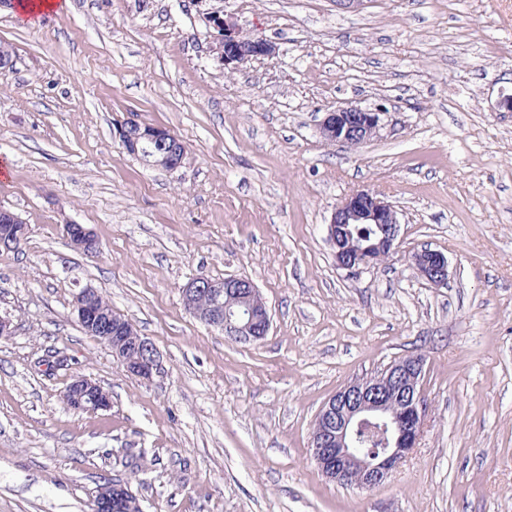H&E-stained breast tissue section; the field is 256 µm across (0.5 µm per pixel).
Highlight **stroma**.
<instances>
[{"label":"stroma","mask_w":512,"mask_h":512,"mask_svg":"<svg viewBox=\"0 0 512 512\" xmlns=\"http://www.w3.org/2000/svg\"><path fill=\"white\" fill-rule=\"evenodd\" d=\"M218 12L278 54L226 73ZM0 43V207L28 226L0 250V512H92L105 476L143 512H512V0H68L32 22L5 5ZM339 104L383 106L386 125L358 150L326 143ZM131 114L176 134L185 164L127 154ZM362 188L395 206L400 247L351 274L326 228ZM424 247L447 285L411 267ZM198 276L250 277L268 336L188 313ZM86 286L156 347L152 379L81 328ZM412 354L418 447L374 489L329 482L310 452L322 404ZM78 375L110 409L66 407ZM66 234L72 246L84 253L93 254L97 251V240L93 232L83 224L69 223L65 226ZM411 266L418 275L436 286H443L448 281V261L435 250L422 249L411 256Z\"/></svg>","instance_id":"35a3bbf8"}]
</instances>
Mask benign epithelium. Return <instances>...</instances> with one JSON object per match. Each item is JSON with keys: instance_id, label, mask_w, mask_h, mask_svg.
Listing matches in <instances>:
<instances>
[{"instance_id": "1", "label": "benign epithelium", "mask_w": 512, "mask_h": 512, "mask_svg": "<svg viewBox=\"0 0 512 512\" xmlns=\"http://www.w3.org/2000/svg\"><path fill=\"white\" fill-rule=\"evenodd\" d=\"M213 24L217 31L213 53L227 72L278 53L272 41L244 39L242 28L230 17L217 16ZM385 115L380 108L338 106L324 113L320 134L330 143L359 148L377 137ZM117 137L127 152L141 156L149 166L173 170L183 164L185 146L166 128L129 117L118 126ZM355 224H376L378 234L372 239L361 238L354 234ZM65 229L75 249L87 254L97 251V240L85 225L69 223ZM327 234L337 266L357 273L397 250L398 212L381 194L356 189L336 204ZM26 235L24 221L15 212L0 208V245L17 247ZM411 266L431 284H447L448 261L441 252L427 248L418 251L411 256ZM182 300L198 320L219 326L231 336L258 340L269 332L266 303L254 282L246 277L193 278L183 287ZM73 310L85 332L107 343L127 372L150 379L160 369L154 345L142 336L134 337L133 325L113 323L112 307L102 302L96 289H80L74 296ZM423 367L420 355L401 358L374 378L349 382L324 403L313 423L311 455L328 479L372 489L384 484L413 453L427 412L420 386ZM65 401L76 412L111 407L109 393L87 377L72 380ZM367 425L380 428L385 447L368 450L357 446L354 433ZM130 497L132 493L124 483L107 482L95 496L93 512H112Z\"/></svg>"}]
</instances>
